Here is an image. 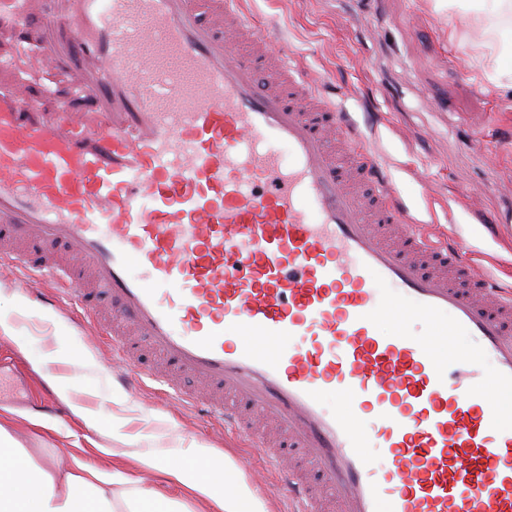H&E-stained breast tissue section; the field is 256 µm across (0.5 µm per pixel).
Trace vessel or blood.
<instances>
[{
    "label": "vessel or blood",
    "instance_id": "b4317fda",
    "mask_svg": "<svg viewBox=\"0 0 512 512\" xmlns=\"http://www.w3.org/2000/svg\"><path fill=\"white\" fill-rule=\"evenodd\" d=\"M0 17V240L21 262L85 306L108 294L165 384L196 378L201 409L263 450L293 512H512V285L411 213L244 0ZM57 77L71 96L48 112Z\"/></svg>",
    "mask_w": 512,
    "mask_h": 512
}]
</instances>
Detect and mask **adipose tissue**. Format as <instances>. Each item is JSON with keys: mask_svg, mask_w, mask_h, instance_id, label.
Masks as SVG:
<instances>
[{"mask_svg": "<svg viewBox=\"0 0 512 512\" xmlns=\"http://www.w3.org/2000/svg\"><path fill=\"white\" fill-rule=\"evenodd\" d=\"M172 481L189 484L219 512H267L242 481H220L192 472L189 463L167 464ZM114 475L75 459L63 468L44 464L37 449L14 435L12 410L0 408V512H185L182 503L149 491L116 495Z\"/></svg>", "mask_w": 512, "mask_h": 512, "instance_id": "obj_1", "label": "adipose tissue"}]
</instances>
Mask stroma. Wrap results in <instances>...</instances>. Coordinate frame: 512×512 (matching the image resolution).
I'll list each match as a JSON object with an SVG mask.
<instances>
[{"mask_svg":"<svg viewBox=\"0 0 512 512\" xmlns=\"http://www.w3.org/2000/svg\"><path fill=\"white\" fill-rule=\"evenodd\" d=\"M260 27H275L277 46L318 81L357 122L379 120L365 143L386 166L399 196L419 219L463 242L468 257L512 283V25L481 32L471 0H246ZM486 41L484 55L474 45ZM42 290L54 299L34 298ZM0 314L14 336L0 338V407L47 426L46 462L77 457L116 474L123 490L155 489L189 512H215L211 501L143 458L195 460L246 482L269 512H290L274 489L261 449L240 441L223 421L188 406L152 374L143 354L134 385L112 361V301L87 311L38 273L0 263Z\"/></svg>","mask_w":512,"mask_h":512,"instance_id":"35a3bbf8","label":"stroma"}]
</instances>
